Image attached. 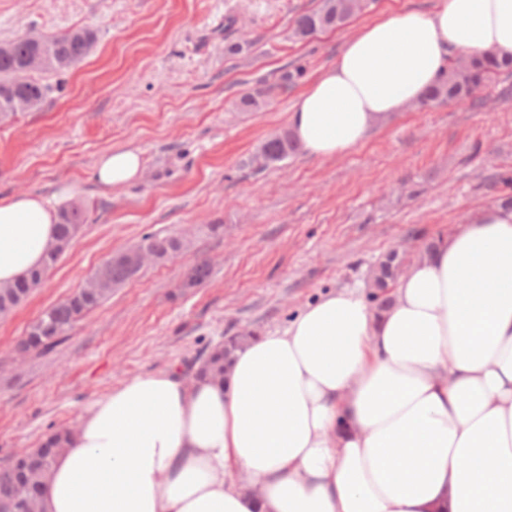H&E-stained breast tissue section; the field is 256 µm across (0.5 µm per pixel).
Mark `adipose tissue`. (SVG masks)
I'll list each match as a JSON object with an SVG mask.
<instances>
[{
    "label": "adipose tissue",
    "mask_w": 512,
    "mask_h": 512,
    "mask_svg": "<svg viewBox=\"0 0 512 512\" xmlns=\"http://www.w3.org/2000/svg\"><path fill=\"white\" fill-rule=\"evenodd\" d=\"M512 57V0H438L349 38L300 94L308 155L363 143L451 58ZM135 148L98 181L139 179ZM57 211L0 198V283L41 268ZM390 306L346 288L252 337L223 382L137 376L82 409L42 512H512V207L480 209L399 277Z\"/></svg>",
    "instance_id": "1"
}]
</instances>
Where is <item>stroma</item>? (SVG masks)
Returning a JSON list of instances; mask_svg holds the SVG:
<instances>
[{"label": "stroma", "mask_w": 512, "mask_h": 512, "mask_svg": "<svg viewBox=\"0 0 512 512\" xmlns=\"http://www.w3.org/2000/svg\"><path fill=\"white\" fill-rule=\"evenodd\" d=\"M437 2L372 0L343 30L299 41L295 17L321 0H0V42L80 27L97 35L39 110L0 123V198L50 200L65 188L89 209L45 284L0 320V466L126 381L186 369L227 336L283 330L327 293H368L391 249L416 259L420 236H449L512 195V71L475 98L408 107L342 155L249 163L348 37ZM234 43L242 54H228ZM259 91L260 108L240 109ZM120 147L141 150L144 172L104 188L97 160ZM185 230L194 246L182 257L142 268L51 350L18 354L30 325L112 252ZM202 260L209 278L187 287Z\"/></svg>", "instance_id": "1"}]
</instances>
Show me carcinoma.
Returning <instances> with one entry per match:
<instances>
[{"label": "carcinoma", "mask_w": 512, "mask_h": 512, "mask_svg": "<svg viewBox=\"0 0 512 512\" xmlns=\"http://www.w3.org/2000/svg\"><path fill=\"white\" fill-rule=\"evenodd\" d=\"M369 0H322L319 10L302 13L295 19L294 34L304 39L317 32L343 28L357 14L368 6ZM55 46L58 57L56 64L46 70L20 74V66L33 48L30 34L21 35L10 41V50L0 53V86L8 95L0 96V122L12 119L18 110L15 105L27 103L26 111L38 109L48 94L54 90L47 78L59 75L80 64L90 53L96 34L90 29H74L63 34H42ZM502 70H512V59H500L491 54L469 56L460 63L452 64L446 76L434 86L418 103L427 108L452 100L463 99L473 91L491 81ZM298 144L288 131L266 138L252 157V163L259 167L280 163L295 155ZM86 208L72 204L59 213L58 236L47 259L38 270L30 272L23 279L8 285H0V317L6 318L27 301L32 292L46 279L58 260L70 248L82 225L88 223ZM144 239L154 242L158 259L166 261L179 250L177 240L170 234H149ZM405 266L404 256L398 252L387 254L372 269L369 277L370 298L376 308L384 309L391 300V292L399 278L398 268ZM128 279L126 269L115 264L112 276L106 283L85 282L70 298L52 306L31 325L27 336L17 345L21 354L35 350H46L55 345L73 324L86 312L94 309L112 294V285L122 284ZM251 337L245 333L232 336L227 341L211 348L199 358V374L214 380H224V373L230 366L235 351ZM71 430L50 434L39 447L16 456L8 465L0 467V503L5 500H25L40 503L42 486L55 461L57 451L66 447Z\"/></svg>", "instance_id": "carcinoma-1"}]
</instances>
